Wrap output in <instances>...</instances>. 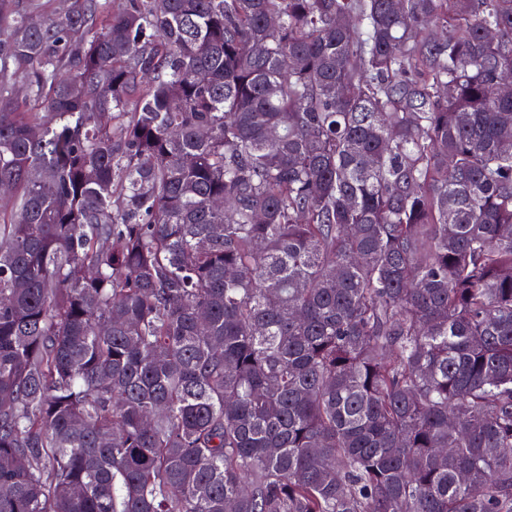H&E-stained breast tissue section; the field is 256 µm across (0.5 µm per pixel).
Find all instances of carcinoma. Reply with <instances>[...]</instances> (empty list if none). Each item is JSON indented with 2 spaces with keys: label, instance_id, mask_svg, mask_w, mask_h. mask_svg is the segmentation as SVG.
<instances>
[{
  "label": "carcinoma",
  "instance_id": "obj_1",
  "mask_svg": "<svg viewBox=\"0 0 512 512\" xmlns=\"http://www.w3.org/2000/svg\"><path fill=\"white\" fill-rule=\"evenodd\" d=\"M512 0H69L0 25V512H512Z\"/></svg>",
  "mask_w": 512,
  "mask_h": 512
}]
</instances>
